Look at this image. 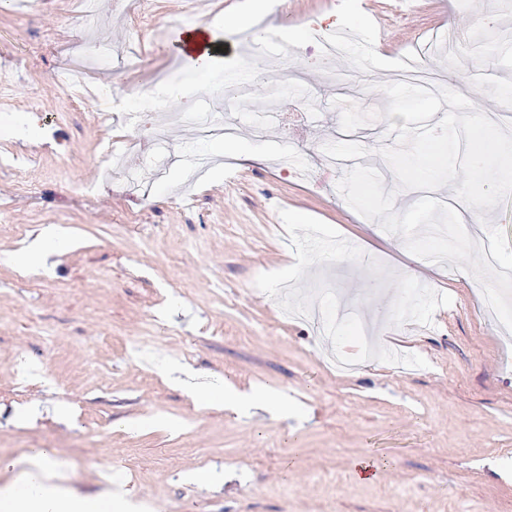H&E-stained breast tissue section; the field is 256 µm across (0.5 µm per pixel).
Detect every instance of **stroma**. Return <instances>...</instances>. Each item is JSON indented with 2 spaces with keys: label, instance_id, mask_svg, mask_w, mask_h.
Returning a JSON list of instances; mask_svg holds the SVG:
<instances>
[{
  "label": "stroma",
  "instance_id": "stroma-1",
  "mask_svg": "<svg viewBox=\"0 0 512 512\" xmlns=\"http://www.w3.org/2000/svg\"><path fill=\"white\" fill-rule=\"evenodd\" d=\"M245 0H0V490L38 473L121 492L139 512H512V197L480 230L447 223L453 186L398 188L381 91L413 56L475 109L512 104V0H280L305 25L334 14L354 38L345 86L276 41L223 42L195 92L211 134L137 129L157 74L186 77L179 30ZM470 41L449 53L442 36ZM107 44L100 66L86 38ZM115 88L111 112L66 106L62 72ZM262 69L227 104L224 81ZM287 87L294 132L268 101ZM376 120L343 132L334 99ZM237 128L242 160L219 143ZM109 140L126 155L111 165ZM301 161V177L282 158ZM48 263L16 255L43 231ZM419 259L405 267L406 253ZM232 387L269 410L199 403L178 383ZM371 464L361 480L357 463Z\"/></svg>",
  "mask_w": 512,
  "mask_h": 512
}]
</instances>
